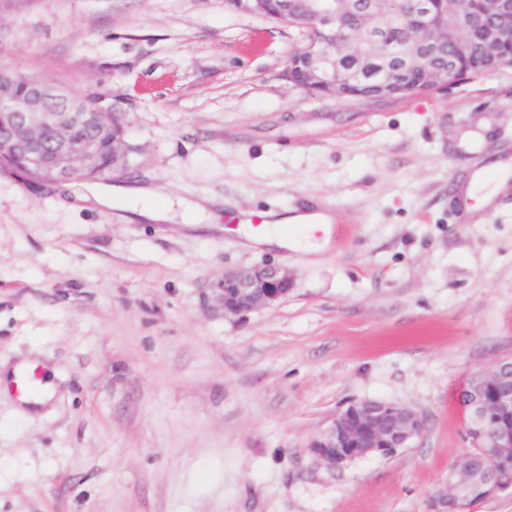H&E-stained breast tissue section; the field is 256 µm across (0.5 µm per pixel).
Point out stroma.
<instances>
[{
    "label": "stroma",
    "mask_w": 512,
    "mask_h": 512,
    "mask_svg": "<svg viewBox=\"0 0 512 512\" xmlns=\"http://www.w3.org/2000/svg\"><path fill=\"white\" fill-rule=\"evenodd\" d=\"M303 45L227 0H0V61L103 96L130 148L107 206L0 174V362L56 389L33 416L0 394V512H432L467 447L457 387L512 357V67L339 99L285 80ZM304 210L332 218L316 259L238 232ZM262 264L288 295L203 312L210 278ZM362 399L423 436L318 463L309 441Z\"/></svg>",
    "instance_id": "1"
}]
</instances>
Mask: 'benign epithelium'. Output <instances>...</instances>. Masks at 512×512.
<instances>
[{
	"label": "benign epithelium",
	"mask_w": 512,
	"mask_h": 512,
	"mask_svg": "<svg viewBox=\"0 0 512 512\" xmlns=\"http://www.w3.org/2000/svg\"><path fill=\"white\" fill-rule=\"evenodd\" d=\"M393 1L404 4V13L398 16L405 26L400 46L385 36L387 4ZM474 12L486 19L481 39L492 72L501 67L498 46L512 37V0H306L300 11L291 0H278L276 12L267 18L320 34L319 40L303 47L305 68L287 64L284 76L294 86L315 87L338 98L379 99L446 89L455 83L454 72L436 62V57L448 45L453 21L468 19ZM363 46L402 72L419 75L423 86L407 85L386 72L372 79L369 94L337 90L340 58L361 56ZM75 114L92 123L112 112L92 108L62 86L0 64V156H23L29 176L70 182L97 170L94 145H75L70 140ZM37 127L58 132L53 148H44L34 138L32 131ZM292 284V272L282 266L228 270L201 288V305L214 314L242 317L272 306L288 294ZM456 401L466 415L468 449L455 461L448 485L433 496L432 506L446 512H463L474 488L486 498L512 492V360H499L471 373ZM425 429L424 418L405 405L363 399L338 410L308 448L316 460L340 468L370 456L390 457L410 447Z\"/></svg>",
	"instance_id": "obj_1"
}]
</instances>
